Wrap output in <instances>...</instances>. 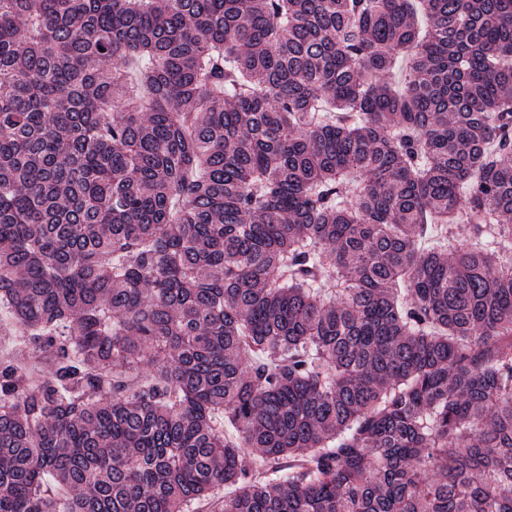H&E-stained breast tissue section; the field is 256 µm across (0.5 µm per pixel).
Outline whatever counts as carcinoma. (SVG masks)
I'll list each match as a JSON object with an SVG mask.
<instances>
[{
    "label": "carcinoma",
    "instance_id": "1",
    "mask_svg": "<svg viewBox=\"0 0 512 512\" xmlns=\"http://www.w3.org/2000/svg\"><path fill=\"white\" fill-rule=\"evenodd\" d=\"M493 235L512 0H0V512H512Z\"/></svg>",
    "mask_w": 512,
    "mask_h": 512
}]
</instances>
